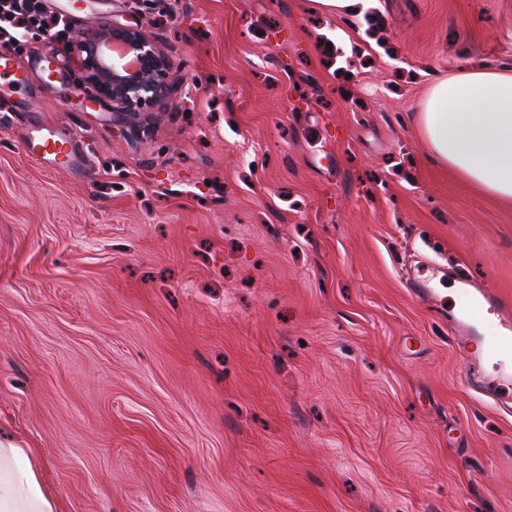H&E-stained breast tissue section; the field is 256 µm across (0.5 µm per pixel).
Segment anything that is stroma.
<instances>
[{
    "mask_svg": "<svg viewBox=\"0 0 512 512\" xmlns=\"http://www.w3.org/2000/svg\"><path fill=\"white\" fill-rule=\"evenodd\" d=\"M47 7L142 28L184 78L125 118L38 29L8 48L86 164L0 117V434L61 512H512L495 322L453 328L467 284L512 301V205L415 125L442 75L512 68V0ZM366 0H311V4L336 16H348L359 11ZM39 133L37 142L31 143L29 155L40 164L45 162L54 171H68L80 160L73 134L61 135L51 130H39Z\"/></svg>",
    "mask_w": 512,
    "mask_h": 512,
    "instance_id": "35a3bbf8",
    "label": "stroma"
}]
</instances>
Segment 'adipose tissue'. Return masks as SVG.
I'll list each match as a JSON object with an SVG mask.
<instances>
[{
    "mask_svg": "<svg viewBox=\"0 0 512 512\" xmlns=\"http://www.w3.org/2000/svg\"><path fill=\"white\" fill-rule=\"evenodd\" d=\"M431 161L484 195L512 202V71L467 66L434 81L417 110ZM36 451L0 441V512H59Z\"/></svg>",
    "mask_w": 512,
    "mask_h": 512,
    "instance_id": "adipose-tissue-1",
    "label": "adipose tissue"
}]
</instances>
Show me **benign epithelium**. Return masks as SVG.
Wrapping results in <instances>:
<instances>
[{
    "label": "benign epithelium",
    "mask_w": 512,
    "mask_h": 512,
    "mask_svg": "<svg viewBox=\"0 0 512 512\" xmlns=\"http://www.w3.org/2000/svg\"><path fill=\"white\" fill-rule=\"evenodd\" d=\"M70 50L90 98L112 104L114 112L136 115L160 106L180 83L164 51L138 27L76 31Z\"/></svg>",
    "instance_id": "1"
}]
</instances>
